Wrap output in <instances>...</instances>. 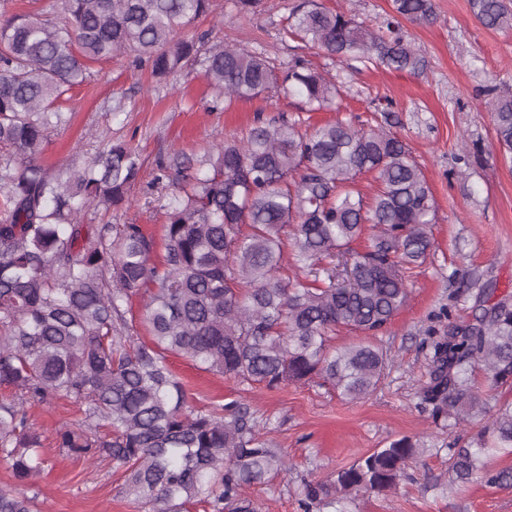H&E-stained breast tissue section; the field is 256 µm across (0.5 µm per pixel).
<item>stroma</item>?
I'll use <instances>...</instances> for the list:
<instances>
[{
  "label": "stroma",
  "instance_id": "35a3bbf8",
  "mask_svg": "<svg viewBox=\"0 0 512 512\" xmlns=\"http://www.w3.org/2000/svg\"><path fill=\"white\" fill-rule=\"evenodd\" d=\"M294 0H261L256 13L241 14L233 0H213L211 13L197 20L191 35L205 45L224 41L265 53L279 64L294 56L329 72L342 87L339 109L300 113L298 100L269 92L232 107L217 102L200 66L190 65L164 81L152 77L133 55L117 53L89 65V76L67 94L66 125L50 130L40 161L50 173L83 164L108 144L125 141L140 155V178L129 205L90 207L88 224H140L162 239L164 190L154 181L158 165L174 152L200 159L224 139H242L256 117L304 116L310 127L340 117L373 116L372 100L386 110V127L402 136L422 167L435 201L434 248L416 268L406 307L380 334L394 360L376 390L361 400L340 398L314 382L269 390L224 379L177 355L167 363L191 405L242 398L288 455L287 477L244 488L259 512H300L303 484L320 482L387 441L408 436L424 452L412 479L396 490L360 493L344 512H512V489L476 481L448 483L446 449L456 438L476 436L486 420L477 417L457 429L433 420L420 407L428 382L432 342L446 334L444 311L467 316L485 281L498 296L512 295V161L497 143L485 90L512 91V28L490 29L474 17L470 0H432L434 17L404 22L425 58L421 73L332 62L323 51L284 39L282 20ZM124 111H114L115 100ZM41 434L47 466L36 485L18 482L0 463V490L37 494L38 512H139L124 489L123 471L113 463H89L59 451L52 432L78 419L76 404L54 400L29 409Z\"/></svg>",
  "mask_w": 512,
  "mask_h": 512
}]
</instances>
